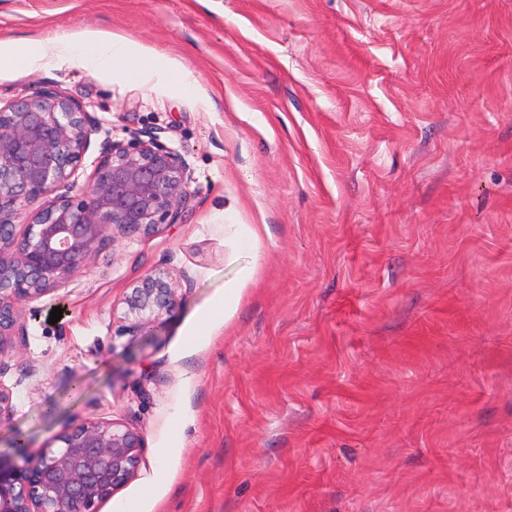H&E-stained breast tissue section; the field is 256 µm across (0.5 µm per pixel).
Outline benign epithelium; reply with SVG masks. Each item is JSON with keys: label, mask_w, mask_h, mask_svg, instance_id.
Listing matches in <instances>:
<instances>
[{"label": "benign epithelium", "mask_w": 512, "mask_h": 512, "mask_svg": "<svg viewBox=\"0 0 512 512\" xmlns=\"http://www.w3.org/2000/svg\"><path fill=\"white\" fill-rule=\"evenodd\" d=\"M101 127L88 105L57 90L0 106V366L23 335L22 306L65 287L107 240L151 235L182 219L188 165L152 134L105 141L86 185L74 191ZM178 290L168 270L148 271L122 301L124 331L134 336L173 313ZM55 441L60 446L21 466L0 459V512H97L137 474L143 442L127 424L88 421Z\"/></svg>", "instance_id": "benign-epithelium-1"}]
</instances>
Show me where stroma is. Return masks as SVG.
<instances>
[{"label":"stroma","instance_id":"1","mask_svg":"<svg viewBox=\"0 0 512 512\" xmlns=\"http://www.w3.org/2000/svg\"><path fill=\"white\" fill-rule=\"evenodd\" d=\"M57 33L130 55L0 101L90 105L81 184L155 133L192 197L23 307L0 456L112 419L144 448L98 512H512V0H0V42ZM157 266L179 306L127 335Z\"/></svg>","mask_w":512,"mask_h":512}]
</instances>
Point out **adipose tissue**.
<instances>
[{"label":"adipose tissue","mask_w":512,"mask_h":512,"mask_svg":"<svg viewBox=\"0 0 512 512\" xmlns=\"http://www.w3.org/2000/svg\"><path fill=\"white\" fill-rule=\"evenodd\" d=\"M128 48L127 40L121 37L94 46L79 45L63 36L52 39L22 38L0 46V68L22 71L53 54L63 52L79 56L91 70L109 71L124 60Z\"/></svg>","instance_id":"ef3b65f1"}]
</instances>
